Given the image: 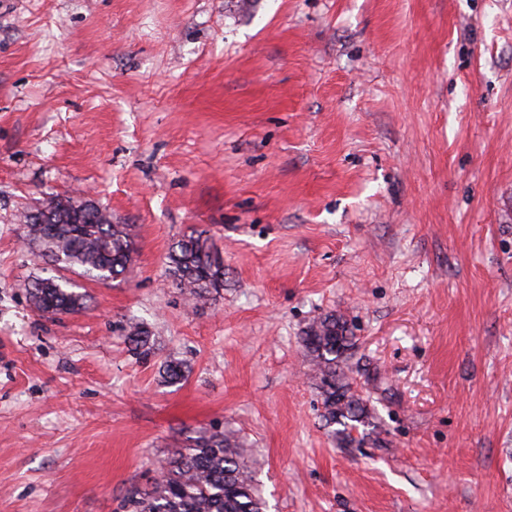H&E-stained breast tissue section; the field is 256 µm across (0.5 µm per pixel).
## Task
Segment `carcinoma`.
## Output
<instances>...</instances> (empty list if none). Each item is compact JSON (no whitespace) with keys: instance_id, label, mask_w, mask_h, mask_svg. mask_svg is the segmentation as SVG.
<instances>
[{"instance_id":"obj_1","label":"carcinoma","mask_w":512,"mask_h":512,"mask_svg":"<svg viewBox=\"0 0 512 512\" xmlns=\"http://www.w3.org/2000/svg\"><path fill=\"white\" fill-rule=\"evenodd\" d=\"M45 208L53 211L47 222L38 221L33 210L22 216L26 240L38 247L45 263L54 262L68 271L78 267L80 275L96 282L126 274L136 251L133 225L112 223L107 209L93 200L74 207L68 198L58 197ZM167 271L175 286L196 304L207 303L224 289V258L203 231L192 229L172 244ZM45 281L37 276L26 285L40 314L69 315L86 308V296L74 291L69 281L58 279L52 287ZM128 339L143 355L151 353L153 344L144 326L132 324ZM354 345L347 322L334 314L316 320L302 337L305 354L318 372L325 424L340 425L332 433L347 446L362 444L373 435L367 429V405L340 371ZM164 374L170 383L184 380L183 363L166 361ZM357 430L358 439L353 436ZM257 485L246 449L234 434L198 431L163 462L150 489L127 490L124 507L128 512H267Z\"/></svg>"}]
</instances>
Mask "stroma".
<instances>
[{"label": "stroma", "mask_w": 512, "mask_h": 512, "mask_svg": "<svg viewBox=\"0 0 512 512\" xmlns=\"http://www.w3.org/2000/svg\"><path fill=\"white\" fill-rule=\"evenodd\" d=\"M74 194L138 252L43 317L20 218ZM330 313L380 445L321 417ZM202 430L268 512H512V0H0V512H117ZM205 231L190 230L172 244L167 271L176 288L196 304H206L224 288V258Z\"/></svg>", "instance_id": "1"}]
</instances>
